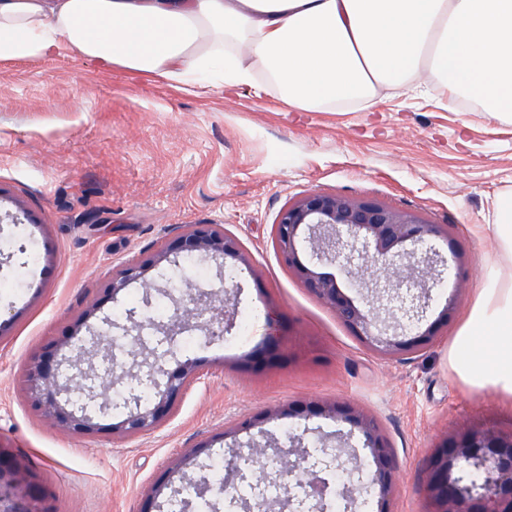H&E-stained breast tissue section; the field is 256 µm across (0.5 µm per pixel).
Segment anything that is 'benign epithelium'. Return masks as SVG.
I'll return each mask as SVG.
<instances>
[{
	"instance_id": "1",
	"label": "benign epithelium",
	"mask_w": 512,
	"mask_h": 512,
	"mask_svg": "<svg viewBox=\"0 0 512 512\" xmlns=\"http://www.w3.org/2000/svg\"><path fill=\"white\" fill-rule=\"evenodd\" d=\"M435 239L453 245L448 227L441 224H425L416 215L377 200L318 193L282 208L273 225L280 261L311 294L329 305L370 350L386 357L427 348L438 328L448 324L453 311L451 298L426 330L420 331L416 325L428 307L426 288L442 284L448 273L447 261L432 244ZM302 251L309 256L306 262L299 256ZM172 255L229 257L235 260L227 268L230 277L242 265L251 268L234 238L211 224L198 225L174 235L154 258L126 264L112 277V295L143 280L146 267H154ZM368 257L386 266L382 288L392 303L389 312L395 325L391 332L379 326L373 307L356 303L344 292L346 287L357 286L358 276L348 273L345 284L324 271L329 265L351 267L355 261ZM196 326L194 312L187 308L175 313L168 323L174 335ZM62 365L63 359L52 351L41 354L29 365L26 377L32 405L59 428L77 434L92 433L96 424L85 406H77L70 397L58 399ZM157 373L163 384H155V393L146 402L135 400V408L112 430L129 437L153 432L168 419L178 399L197 379L198 364L187 359L169 370L161 363ZM295 412L340 418L362 433L374 464L368 474L370 487L378 495L380 512H389L387 496L393 482V464L376 421L339 403L290 409L285 415ZM270 462L282 479L294 470L286 454L277 453ZM298 484L306 497L319 502L330 492L329 482L313 469L304 471ZM428 491L434 512H512V435L505 438L489 430L467 431L445 443L432 459Z\"/></svg>"
}]
</instances>
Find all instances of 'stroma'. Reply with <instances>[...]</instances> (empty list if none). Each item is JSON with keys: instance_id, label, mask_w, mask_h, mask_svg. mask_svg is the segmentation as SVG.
<instances>
[{"instance_id": "1", "label": "stroma", "mask_w": 512, "mask_h": 512, "mask_svg": "<svg viewBox=\"0 0 512 512\" xmlns=\"http://www.w3.org/2000/svg\"><path fill=\"white\" fill-rule=\"evenodd\" d=\"M313 193L375 199L451 226L454 243L439 250L458 253L461 265L431 289L422 323L446 301L455 310L431 347L374 353L280 262L272 226L285 205ZM510 196L512 118L463 110L436 82L304 112L270 86L189 94L63 48L0 62V447L20 464L16 480L38 494L42 512H153L156 490L255 446L288 448L292 433L340 448L369 472L370 452L349 424L285 414L340 402L376 420L391 449L390 512H433L436 449L470 430L512 433V399L468 391L448 361L490 270L512 278V258L489 229ZM197 224L234 236L253 274L231 283L221 261L181 259L150 269L153 289L134 283L108 295L124 265ZM174 277L181 293L158 301ZM196 296L222 312L224 335L195 330L169 343L177 359L198 362L200 377L153 433L113 434L130 401L97 416L91 435L62 431L33 409L24 372L61 336H75L62 367L74 375L88 368L78 351L91 349L103 320H153L144 347L113 351L124 389L153 361L157 325ZM268 337L279 358L255 368L250 354ZM258 416V427L238 430Z\"/></svg>"}]
</instances>
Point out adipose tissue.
Returning <instances> with one entry per match:
<instances>
[{
    "instance_id": "1",
    "label": "adipose tissue",
    "mask_w": 512,
    "mask_h": 512,
    "mask_svg": "<svg viewBox=\"0 0 512 512\" xmlns=\"http://www.w3.org/2000/svg\"><path fill=\"white\" fill-rule=\"evenodd\" d=\"M62 46L190 93L268 83L308 110L436 80L512 115V0H0V61ZM449 360L512 398V281L480 293Z\"/></svg>"
}]
</instances>
